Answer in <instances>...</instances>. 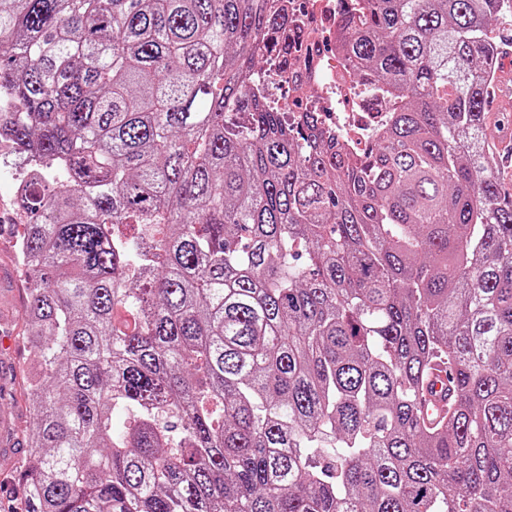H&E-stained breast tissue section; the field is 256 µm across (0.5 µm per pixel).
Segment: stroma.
I'll use <instances>...</instances> for the list:
<instances>
[{"label": "stroma", "instance_id": "1", "mask_svg": "<svg viewBox=\"0 0 512 512\" xmlns=\"http://www.w3.org/2000/svg\"><path fill=\"white\" fill-rule=\"evenodd\" d=\"M22 233V223L0 219V265L13 275L12 282L0 288V334L12 341L10 349L0 348V504L5 506L15 497L14 486L26 452L28 353L23 336L27 276L14 250Z\"/></svg>", "mask_w": 512, "mask_h": 512}]
</instances>
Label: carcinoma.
I'll use <instances>...</instances> for the list:
<instances>
[{
  "instance_id": "1",
  "label": "carcinoma",
  "mask_w": 512,
  "mask_h": 512,
  "mask_svg": "<svg viewBox=\"0 0 512 512\" xmlns=\"http://www.w3.org/2000/svg\"><path fill=\"white\" fill-rule=\"evenodd\" d=\"M509 13L354 0L342 47L394 108L350 157L252 85L280 0H0V126L41 170L24 512H512ZM489 108L491 113H493L492 117L495 119L504 118V122L502 123L500 128H498L499 133L496 135V140L501 138L503 133H508L512 135V97H506L499 100H490Z\"/></svg>"
}]
</instances>
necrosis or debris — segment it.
Here are the masks:
<instances>
[{"label":"necrosis or debris","mask_w":512,"mask_h":512,"mask_svg":"<svg viewBox=\"0 0 512 512\" xmlns=\"http://www.w3.org/2000/svg\"><path fill=\"white\" fill-rule=\"evenodd\" d=\"M345 0H288L294 27L306 33L303 49L291 67L276 65L274 74L256 76L267 90L270 77L287 87L290 100L285 120L290 129H302L306 115H314L321 130L335 133L349 151L367 153L388 122L383 89L356 78L355 69L336 48V19Z\"/></svg>","instance_id":"4bbe7bcc"}]
</instances>
